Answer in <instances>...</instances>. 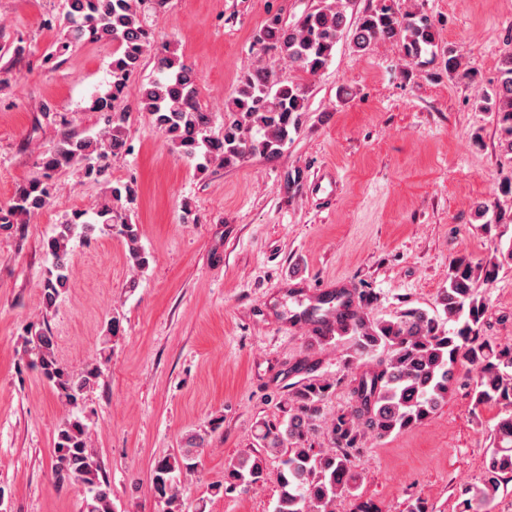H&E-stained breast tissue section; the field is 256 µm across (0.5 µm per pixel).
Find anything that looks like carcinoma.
I'll use <instances>...</instances> for the list:
<instances>
[{
    "label": "carcinoma",
    "mask_w": 512,
    "mask_h": 512,
    "mask_svg": "<svg viewBox=\"0 0 512 512\" xmlns=\"http://www.w3.org/2000/svg\"><path fill=\"white\" fill-rule=\"evenodd\" d=\"M145 0H66V33L48 60L57 59L73 44L109 40L116 44L110 74L112 89L95 98L93 109L104 115L105 127L94 137L65 135L41 159L44 176L23 185L9 205L0 211V222L24 224L28 216L51 199L52 175L71 168L99 180L111 155L126 150L127 112L115 108L130 78L151 49L150 32L142 6ZM341 0L318 7L297 22L286 25L277 15L267 18L256 35L263 52H274L300 73L314 76L331 61L336 45L344 38L357 51L379 42L400 40L404 54L418 60L435 43L430 19L418 12H401L388 0L362 14L350 27ZM159 77L144 89L140 108L183 157L205 170L216 161L233 167L251 155L275 158L298 131L305 111L307 85L303 79L284 83L265 67L244 70L235 96L224 112L220 137L210 135L211 115L202 107L191 69L176 51L164 46L155 54ZM448 74L473 82L475 75L463 69L458 57L448 56ZM486 110L494 114L500 137L512 151V55L505 57L498 83L485 96ZM135 191L129 185L110 188V198L97 219L72 215L45 243L51 256L42 288L45 311L55 308L69 287L73 240L91 239L95 230L118 229L126 244V258L137 269L148 266L149 255L140 243L138 226L128 221L124 204ZM512 263V244L497 249L476 263L456 262L448 269V287L437 304L443 316L423 308H407L390 320L373 321L362 308L351 312V325L336 329L343 337L352 333L351 401L327 422L330 450L316 452L308 444L322 416L324 402L335 391V382L313 378L288 392L282 419L261 422L256 438L259 451L244 454L224 470V483L212 486L215 493L243 492L269 478L267 458L279 459L276 473L279 495L274 512H336V501L353 493L352 458L370 439H384L432 418L448 402L458 384L457 367L475 370L471 396L477 406L495 404L503 410L495 425L491 450L483 460L480 484L464 491L461 512H484L495 499L503 481L512 478V343H498L480 336L487 310L478 293V281L491 282L500 269ZM341 305L340 295L321 299L327 309L305 311L310 320L323 321ZM457 324L448 328L445 323ZM27 365L55 390L65 405L74 406L100 375V364L91 363L78 373L62 366L55 354V340L48 330L30 325L26 330ZM88 419L66 415L57 431L52 471L59 484L80 488L84 512H115L112 491L101 476V464L89 446ZM206 436L193 431L183 438L179 455L158 461L152 488L164 505L163 512H182L181 480L190 472Z\"/></svg>",
    "instance_id": "carcinoma-1"
}]
</instances>
